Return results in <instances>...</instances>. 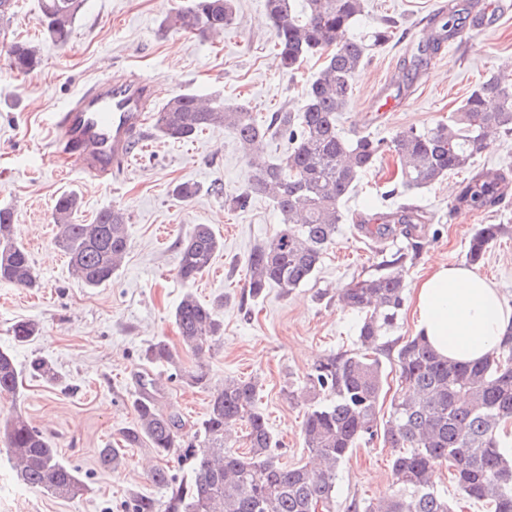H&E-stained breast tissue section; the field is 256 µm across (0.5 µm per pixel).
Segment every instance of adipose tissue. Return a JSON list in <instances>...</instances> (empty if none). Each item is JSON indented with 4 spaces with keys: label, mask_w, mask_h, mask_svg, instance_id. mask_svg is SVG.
<instances>
[{
    "label": "adipose tissue",
    "mask_w": 512,
    "mask_h": 512,
    "mask_svg": "<svg viewBox=\"0 0 512 512\" xmlns=\"http://www.w3.org/2000/svg\"><path fill=\"white\" fill-rule=\"evenodd\" d=\"M418 332L441 356L474 362L512 328V305L496 285L463 264L440 263L414 290Z\"/></svg>",
    "instance_id": "1"
}]
</instances>
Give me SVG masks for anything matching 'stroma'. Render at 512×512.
Wrapping results in <instances>:
<instances>
[{
  "mask_svg": "<svg viewBox=\"0 0 512 512\" xmlns=\"http://www.w3.org/2000/svg\"><path fill=\"white\" fill-rule=\"evenodd\" d=\"M185 2L85 0L62 45L43 36L38 0H17L9 27L0 31V206L12 209L14 235L28 248L40 281L35 289L0 283V348L10 349L21 367L33 356L49 357L61 376L55 384L29 379L19 397L0 396V418L25 413L88 486L74 500L27 488L0 441V512H129L134 495L165 500V490L149 479L156 460L146 449H126V463L115 472L99 468L97 453L135 419L134 375L143 350L161 338L178 344L172 313L188 291L214 309L224 333L204 359L182 353L183 367L203 364L215 384L228 376L257 380L258 406L279 442L281 463H304L308 450L300 430L306 408L288 400L287 393L303 387L317 358L354 348L358 319L338 305L340 289L373 272L386 255L411 249L403 238L375 243L353 226L356 218L392 208L385 193L396 164L389 156L380 171L363 175L357 192L344 201L345 220L314 277L291 293L271 287L253 299L246 293L247 260L275 232L279 217L267 199L238 212L212 192V184L233 192L248 179L249 168L232 134L215 127L191 141L173 142L144 126L129 162L107 185L61 163L52 145V116L85 84L108 76L135 73L151 79L160 107L174 95L191 93L248 102L263 118L301 102L306 80L320 62L311 58L296 78L279 72L265 0H235L233 21L222 34L209 37L163 29L164 19ZM457 2L367 0L365 16L349 36L384 16L395 18L399 28L395 40L375 51L357 74L353 100L340 122L345 136L368 134L388 141L410 127L434 126L447 120L490 72L512 66V0H469L460 36L442 44L405 95L395 94L414 43L426 36L428 24H441ZM17 40L39 49L40 66L25 76L12 73L7 63L6 49ZM463 178V172H454L405 193V201L433 217L432 232L408 267L407 286L415 288L434 263H465L478 225L504 224L507 232L475 270L496 282L512 303V199L494 213L456 211L455 188ZM183 182L200 188L187 202L172 194ZM69 192L82 200L77 223H92L100 209L113 205L130 216L129 251L106 286H82L55 244L53 207ZM197 224L211 225L224 248L189 285L176 275L177 251ZM22 320L38 322L42 332L19 344L12 327ZM155 375L164 385L163 403L180 409L188 425L204 419L207 392L170 378L163 367ZM392 454L379 440L353 449L336 474L335 512H347L354 499L370 502L398 492Z\"/></svg>",
  "mask_w": 512,
  "mask_h": 512,
  "instance_id": "obj_1",
  "label": "stroma"
}]
</instances>
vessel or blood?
I'll return each instance as SVG.
<instances>
[{
	"label": "vessel or blood",
	"instance_id": "obj_1",
	"mask_svg": "<svg viewBox=\"0 0 512 512\" xmlns=\"http://www.w3.org/2000/svg\"><path fill=\"white\" fill-rule=\"evenodd\" d=\"M150 83L143 77L102 79L58 113L54 140L60 155L86 178L101 180L127 160L133 136L146 123Z\"/></svg>",
	"mask_w": 512,
	"mask_h": 512
}]
</instances>
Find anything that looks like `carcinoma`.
Instances as JSON below:
<instances>
[{
    "label": "carcinoma",
    "mask_w": 512,
    "mask_h": 512,
    "mask_svg": "<svg viewBox=\"0 0 512 512\" xmlns=\"http://www.w3.org/2000/svg\"><path fill=\"white\" fill-rule=\"evenodd\" d=\"M85 0H40L41 26L54 42H67ZM234 0H188L164 20L168 30L206 34L224 30L233 16ZM275 35V61L283 74L294 75L311 57L322 63L307 82L302 102L259 119L245 102L204 101L194 94H177L155 113L154 129L165 139L185 141L215 127L233 134L242 148L251 175L240 191L225 196L232 210L245 211L257 197L269 199L280 215L275 233L257 246L248 259L246 288L251 298L276 286L289 292L311 279L345 220L341 205L362 175L374 170L385 152L394 153L398 182L387 195L429 186L451 172L472 166L475 154L492 138L512 134V74L496 71L476 84L461 105L430 128L410 127L387 142L370 135L348 138L339 128L341 112L353 96L356 73L370 53L393 41L398 29L392 17L371 25L356 38L346 29L365 13V0H266ZM467 8L457 18L417 46L414 68L428 64L443 41L457 35ZM9 69L34 71L37 50L26 41L7 49ZM279 136L288 153L267 160L263 146ZM512 193V166L480 169L463 179L455 207L467 213L493 211ZM81 199L61 195L53 211L56 242L68 256L73 274L87 288L112 282L128 253L129 216L122 207L97 212L90 224H76ZM431 218L410 204L377 213L358 229L379 241L398 234L414 241ZM13 214L0 207V283L38 288L29 252L11 237ZM506 231L504 224H482L470 237L466 260L478 264L490 245ZM223 242L207 224L193 226L180 242L176 274L194 282L206 272ZM408 255L396 252L381 268L340 290L342 308L360 318L353 352L328 354L307 374L300 392L288 396L307 410L301 432L311 461L293 467L279 462L277 441L256 406L258 383L229 377L209 390L202 368L187 370L177 351L164 340L147 346L142 370L135 375V421L121 429V447L98 450L97 464L115 470L124 449L146 448L158 458H174L194 473L189 482H176L169 467L158 466L150 480L168 492L159 503L134 496L132 512H333L336 470L353 448L377 437L394 449L391 473L403 492L374 502L349 505L350 512H453L448 500L433 488L432 472L448 466L459 493L491 505V512H512V457L500 448V436L512 422V331L484 360L459 363L440 357L420 335L389 338L405 301ZM184 349L198 358L210 352L223 333L213 309L186 293L173 312ZM13 338L26 343L40 334L35 321H21ZM386 356L395 366L398 389L391 412L379 424V397ZM162 364L190 387L209 391L206 417L192 437L175 407L160 400V386L151 368ZM54 384L59 375L43 356L32 357L27 373L17 369L12 353L0 350V395L16 397L24 376ZM245 427L240 447L233 438ZM8 462L18 479L32 489L72 500L88 491L79 472L60 459L53 443L22 412L0 422Z\"/></svg>",
    "instance_id": "cac0c4a2"
}]
</instances>
